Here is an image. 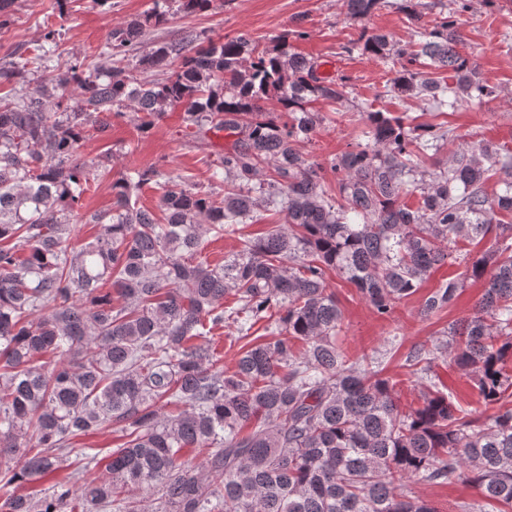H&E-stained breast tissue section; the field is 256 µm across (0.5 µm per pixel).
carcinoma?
I'll return each mask as SVG.
<instances>
[{
	"instance_id": "obj_1",
	"label": "carcinoma",
	"mask_w": 512,
	"mask_h": 512,
	"mask_svg": "<svg viewBox=\"0 0 512 512\" xmlns=\"http://www.w3.org/2000/svg\"><path fill=\"white\" fill-rule=\"evenodd\" d=\"M171 2L184 13L212 4L154 0L108 32L107 63L90 76L51 64L60 31L49 27L33 48L35 88L29 59L0 64V85L10 86L0 96V457L23 460L0 471V512H436L405 492L406 481L466 483L497 512H512V408L504 404L512 398V224L498 223L512 213V152L463 144L448 166L428 170L427 151L440 152L449 131L367 107L365 141L324 165L300 143L332 120L312 104L343 101L345 84L292 49L289 37L307 31L203 46L185 30L140 52L169 22ZM382 4L344 0L351 20ZM452 4L416 43L363 28L344 52L391 63L393 88L405 97L447 107L491 97L459 51L466 0ZM139 69L159 75L141 80ZM431 69L452 72L453 85ZM67 88L72 105L59 95ZM175 105L188 128L244 134L211 164L224 196L185 176L161 182L157 169H135L112 181L111 209L81 213L99 177V165L81 158L85 142L104 135L121 107L146 131ZM494 174L503 189L490 198L484 184ZM152 183L162 223L138 205ZM408 190L412 204L402 201ZM270 205L287 223L222 263L202 256L209 239L234 234ZM85 224L99 233L80 238ZM494 228L480 256L458 249ZM457 259L462 278L433 291L421 314L447 306L463 280L484 277L475 312L406 362L427 371L431 354L448 351L497 410L475 416L430 389L404 411L381 362L353 360L337 345L342 312L329 275L344 276L385 315ZM229 319L246 344L226 369L207 337ZM262 320L270 340L252 336ZM106 424L126 441L109 452L106 477L90 479L97 455L70 441ZM64 469L50 489L17 493Z\"/></svg>"
}]
</instances>
